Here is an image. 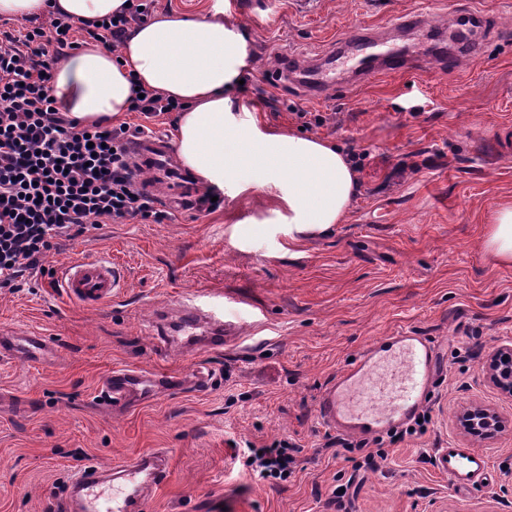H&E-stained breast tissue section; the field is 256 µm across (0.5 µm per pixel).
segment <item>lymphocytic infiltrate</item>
<instances>
[{
  "label": "lymphocytic infiltrate",
  "mask_w": 512,
  "mask_h": 512,
  "mask_svg": "<svg viewBox=\"0 0 512 512\" xmlns=\"http://www.w3.org/2000/svg\"><path fill=\"white\" fill-rule=\"evenodd\" d=\"M148 2L78 26L53 17L0 31V290L28 286L51 251L100 225L166 219L139 185L127 126L81 125L49 89L53 64L79 47L75 32L117 51L132 24L147 19ZM294 462L284 442L246 458L271 481L287 479Z\"/></svg>",
  "instance_id": "lymphocytic-infiltrate-1"
}]
</instances>
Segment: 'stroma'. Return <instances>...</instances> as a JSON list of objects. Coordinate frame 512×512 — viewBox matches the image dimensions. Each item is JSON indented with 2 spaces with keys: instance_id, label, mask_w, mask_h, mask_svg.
I'll use <instances>...</instances> for the list:
<instances>
[{
  "instance_id": "obj_1",
  "label": "stroma",
  "mask_w": 512,
  "mask_h": 512,
  "mask_svg": "<svg viewBox=\"0 0 512 512\" xmlns=\"http://www.w3.org/2000/svg\"><path fill=\"white\" fill-rule=\"evenodd\" d=\"M486 4L497 24L481 56L444 75L348 78L319 97L265 79L282 59L324 56L358 29L425 52L421 35L397 36V17L418 13L450 31ZM224 18L248 44L246 83L231 98L268 128L362 155L358 192L332 234L299 242L278 221L274 195L228 187L208 216L103 224L47 256L57 271L112 257L126 286L109 305L82 306L46 278L0 293V326L41 328L58 351L47 362L0 361V512H57L79 468L157 449L170 470L145 512H336L332 492L351 478V512H512V397L486 372L488 356L512 343V265L482 245L487 217L512 204V158L499 149L512 144V0H228ZM302 111L322 124L304 126ZM194 294L236 336L218 353L160 352L150 319ZM401 328L443 355L426 402L432 421L396 445L369 438L387 457L362 470L364 453L334 444L316 403L360 349ZM202 364L204 390L162 391L127 413L100 397L115 368L186 379ZM473 405L496 411L504 428L486 439L464 433L458 416ZM277 440L296 446L294 473L254 478L243 448ZM448 446L488 458L481 484L449 482L436 466Z\"/></svg>"
}]
</instances>
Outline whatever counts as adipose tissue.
I'll list each match as a JSON object with an SVG mask.
<instances>
[{"label":"adipose tissue","mask_w":512,"mask_h":512,"mask_svg":"<svg viewBox=\"0 0 512 512\" xmlns=\"http://www.w3.org/2000/svg\"><path fill=\"white\" fill-rule=\"evenodd\" d=\"M126 0H0V16L22 20L47 11L78 20H101ZM243 34L224 23V0H213L196 20L172 12L135 25L119 54L90 40L59 60L51 85L72 117L90 124L126 112L133 83L182 103L174 150L204 186L236 192L262 189L280 202L279 217L296 238L332 232L346 216L357 172L336 146L317 138L259 126L249 109L234 111L229 96L246 66ZM487 253L512 264V205L488 219Z\"/></svg>","instance_id":"adipose-tissue-1"}]
</instances>
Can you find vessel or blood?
Instances as JSON below:
<instances>
[{
  "label": "vessel or blood",
  "instance_id": "1",
  "mask_svg": "<svg viewBox=\"0 0 512 512\" xmlns=\"http://www.w3.org/2000/svg\"><path fill=\"white\" fill-rule=\"evenodd\" d=\"M351 42L359 48L356 68L360 79L421 70L419 59L398 48L380 50V37L372 31H355ZM462 50L455 55L439 50L436 70L443 73L463 60L477 59L480 41L462 38ZM286 77L298 82L314 96L336 86L331 70L318 61L290 58ZM141 168L150 171L146 191L164 186L171 204L182 205L193 197L194 187L185 174L171 164L165 138L140 134L126 141ZM67 297L85 306L111 303L123 286L111 257L99 256L70 262L61 273ZM153 328L164 348L200 343L210 351L224 348L235 326L207 309L196 297H188L177 315L159 310ZM55 347L38 328L21 333L0 330V358L36 361L55 354ZM441 362L434 343L426 336L404 329L373 340L361 349L345 368L326 384L317 404L320 425L349 434L380 435L408 421L430 396ZM171 377L137 369L118 368L105 377L102 391L112 405L122 406L136 397H149L156 389L172 385ZM436 464L449 481L466 486L481 481L488 471L487 458L469 448L440 449ZM168 475L163 453L141 454L113 465L91 463L75 472L61 512H144V507Z\"/></svg>",
  "mask_w": 512,
  "mask_h": 512
}]
</instances>
